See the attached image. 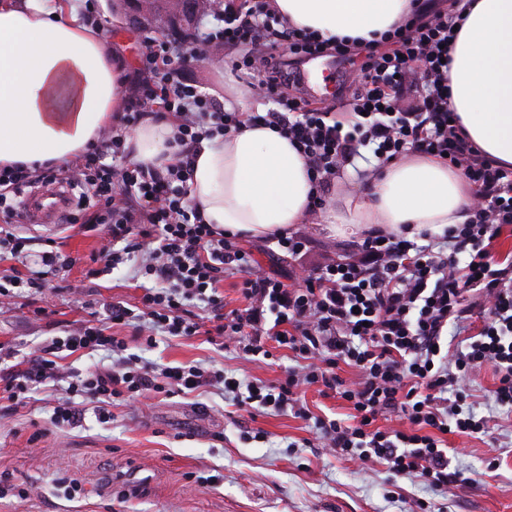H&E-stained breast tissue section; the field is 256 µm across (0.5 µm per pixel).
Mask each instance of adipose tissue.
I'll list each match as a JSON object with an SVG mask.
<instances>
[{"label":"adipose tissue","mask_w":512,"mask_h":512,"mask_svg":"<svg viewBox=\"0 0 512 512\" xmlns=\"http://www.w3.org/2000/svg\"><path fill=\"white\" fill-rule=\"evenodd\" d=\"M287 24L366 45L406 19L411 0H270ZM78 0H0V167L74 165L123 109L127 78L112 40L83 23ZM452 43L448 106L469 139L512 167V0H470ZM169 123L146 122L126 137L134 162L162 166L177 151ZM188 201L206 223L252 238L287 234L318 218L332 234L371 227L414 237L470 218L464 176L432 157L386 163L364 187L314 209L303 156L281 130L241 126L203 141Z\"/></svg>","instance_id":"1"}]
</instances>
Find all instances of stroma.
<instances>
[{
	"label": "stroma",
	"mask_w": 512,
	"mask_h": 512,
	"mask_svg": "<svg viewBox=\"0 0 512 512\" xmlns=\"http://www.w3.org/2000/svg\"><path fill=\"white\" fill-rule=\"evenodd\" d=\"M90 7L112 38L129 75L142 66L150 33L118 27L107 0ZM235 54L224 59L223 73L208 63L190 65L186 80L203 91L223 94L227 87L243 88L250 111L265 112L274 104L265 89L243 87L232 69ZM295 232L311 242L299 260L277 255L271 239L242 238L263 269L292 276L327 259L353 252L359 237H332L317 224H298ZM31 254L20 264L29 274L37 254L54 240L62 254L77 263L44 290L54 304L52 321L36 319L29 300L16 298L0 308V344L15 348L20 359L32 357L40 343L87 319V303L103 309L114 301L134 306L140 292L133 264L93 278L89 269L101 268L105 235L65 226L29 230ZM130 352L155 364L213 365L243 381L272 383L284 380L294 364L291 352L275 350L272 359H254L231 348L208 342L206 336L160 339L157 348L141 350L133 331L117 327ZM494 383L491 369L476 376L472 389L477 412L493 419L496 445L470 437H455L452 464L472 475L471 484L456 490L447 512H512V410L495 406L486 395ZM64 390L42 387L30 403L0 417V482L13 486L15 495L0 498V512H411L415 500L435 495L418 481L405 479L401 497L389 494V474L380 464H360L327 454L311 424L289 412H268L255 421L239 416L222 390L205 389L198 395L139 400L112 409V422L99 424L87 414L82 427L62 431L51 416ZM261 430L263 438L243 437L244 425ZM498 468L488 471V459ZM217 484H207L214 472ZM141 480L138 492H129L128 479ZM81 488L77 497L65 491L68 483Z\"/></svg>",
	"instance_id": "stroma-1"
}]
</instances>
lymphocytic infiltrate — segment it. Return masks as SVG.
<instances>
[{"mask_svg":"<svg viewBox=\"0 0 512 512\" xmlns=\"http://www.w3.org/2000/svg\"><path fill=\"white\" fill-rule=\"evenodd\" d=\"M466 7V0H447L431 12L416 7L368 47L346 90L350 111L329 112L288 92L290 60L317 55L345 62L353 46L287 26L267 0H242L206 39L241 48L238 77L275 96L277 110L225 111L214 96L177 77L202 61L203 49L181 52L178 36L154 40L120 129L92 144L76 167L1 168L0 255L20 257L28 244L16 227L15 198L35 182L60 176L78 192L70 223L112 238L102 251L105 270L136 261L143 286L136 307L110 303L106 319L47 337L24 368L1 374L0 413L28 402L49 381L66 384L52 416L62 430L82 425L87 403L98 422L108 424L113 406L216 387L230 391L249 415L289 411L312 420L322 447L349 461L382 464L392 477L420 480L442 498L470 484L469 475L452 467L446 438L493 435L488 419L469 404L474 373L491 368L492 399L512 409V257L494 249L503 232H512V169L475 148L448 107L447 58ZM404 98L413 106L400 109ZM149 120L175 122L176 162L156 168L126 161L123 127ZM246 122L286 131L321 195L364 147L380 165L415 153L439 159L464 175L475 200L472 216L443 234L421 233L416 242L370 229L353 254L328 260L296 284L284 283L258 268L238 235L205 223L187 200L201 142ZM109 156L123 158V165L106 164ZM75 263L43 251L37 275L0 276V305L19 288L42 293L48 278ZM228 272L243 276L242 304L231 310L219 288ZM117 325L132 328L149 349L162 337L204 331L211 343L252 357H270L274 343L300 363L284 381L267 384L235 381L199 363L159 368L129 353L126 339L113 331ZM95 351L111 354V365L79 372L62 363L65 353ZM342 364L356 371L355 379L338 374ZM311 386L342 401L347 417H312L303 399ZM386 415L399 418L400 427L379 428Z\"/></svg>","mask_w":512,"mask_h":512,"instance_id":"1","label":"lymphocytic infiltrate"}]
</instances>
